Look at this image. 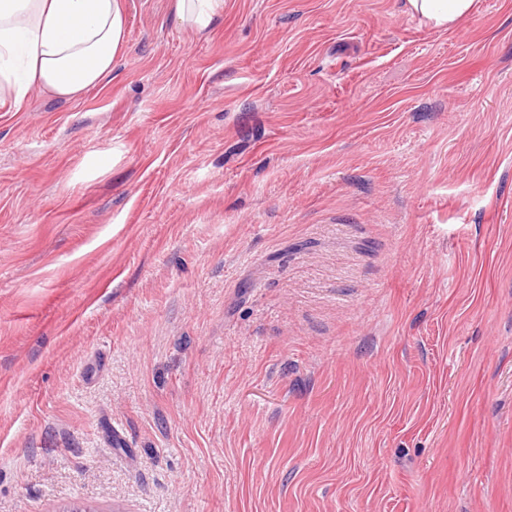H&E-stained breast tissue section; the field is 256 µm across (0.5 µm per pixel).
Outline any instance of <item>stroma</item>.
<instances>
[{
	"instance_id": "obj_1",
	"label": "stroma",
	"mask_w": 512,
	"mask_h": 512,
	"mask_svg": "<svg viewBox=\"0 0 512 512\" xmlns=\"http://www.w3.org/2000/svg\"><path fill=\"white\" fill-rule=\"evenodd\" d=\"M0 107V512H512V0H122ZM223 0H177L176 16L182 22L194 25L200 31L207 29ZM405 6L428 25L448 28L469 13L473 0H406Z\"/></svg>"
}]
</instances>
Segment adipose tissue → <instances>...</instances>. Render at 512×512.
I'll return each instance as SVG.
<instances>
[{
    "instance_id": "1",
    "label": "adipose tissue",
    "mask_w": 512,
    "mask_h": 512,
    "mask_svg": "<svg viewBox=\"0 0 512 512\" xmlns=\"http://www.w3.org/2000/svg\"><path fill=\"white\" fill-rule=\"evenodd\" d=\"M411 13L446 28L473 0H406ZM121 0H0V99L22 103L32 88L79 98L112 75L124 41Z\"/></svg>"
}]
</instances>
